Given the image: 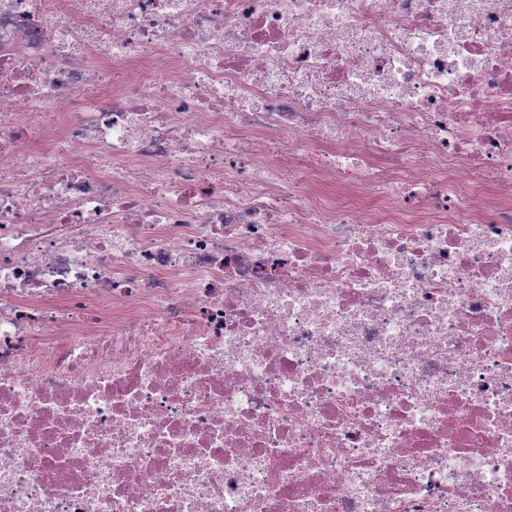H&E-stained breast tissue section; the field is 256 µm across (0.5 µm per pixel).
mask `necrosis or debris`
I'll return each instance as SVG.
<instances>
[{"label": "necrosis or debris", "instance_id": "4bbe7bcc", "mask_svg": "<svg viewBox=\"0 0 512 512\" xmlns=\"http://www.w3.org/2000/svg\"><path fill=\"white\" fill-rule=\"evenodd\" d=\"M0 512H512V0H0Z\"/></svg>", "mask_w": 512, "mask_h": 512}]
</instances>
